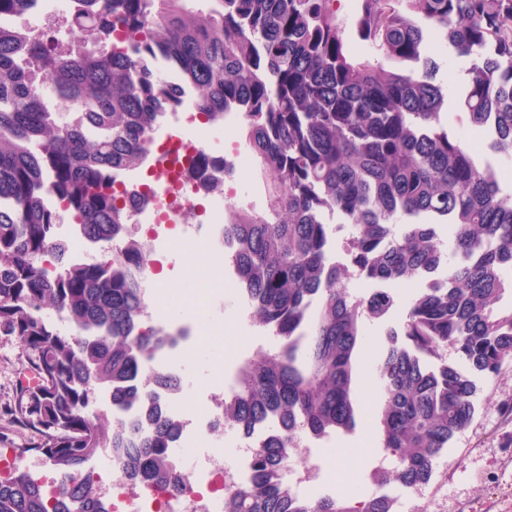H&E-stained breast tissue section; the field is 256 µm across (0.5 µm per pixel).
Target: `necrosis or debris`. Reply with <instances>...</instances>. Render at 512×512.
<instances>
[{
	"label": "necrosis or debris",
	"mask_w": 512,
	"mask_h": 512,
	"mask_svg": "<svg viewBox=\"0 0 512 512\" xmlns=\"http://www.w3.org/2000/svg\"><path fill=\"white\" fill-rule=\"evenodd\" d=\"M73 5L74 0H32L24 16L0 13V30L30 31L38 37L45 52L56 53L62 41L59 26L68 19ZM166 84L180 93L182 107L163 112L150 131L151 144L142 162V178L130 179L116 171L112 174V187L121 196L128 224L148 229L147 260L132 270L147 300L142 320L171 337L170 342L154 351L144 369L150 374L163 372L181 378L178 389H150L165 413L180 426V434L170 448L176 482L164 487L132 482L116 457L103 454L94 461L92 469L107 512H222L225 494L233 486L249 481L256 448L273 436L279 423L277 417L271 416L247 433L225 424L224 402L233 393L231 374L235 363L224 360L222 353H205L207 360L221 364L225 372L210 395L199 393L196 384L182 376L186 358L202 351L200 336L220 335L225 322L239 321L238 312H226V300L240 302L248 298L232 254L223 242L224 211L247 191L250 174L237 144L227 134L229 125L242 122V115L234 114L213 123L200 121L192 92L181 76L169 75ZM214 148L223 149L224 164L210 170L209 176L219 189L209 192L191 178L190 172L200 155ZM158 158L164 160V168L155 167ZM45 204L60 215L62 225L70 227L69 250L73 258L82 262L120 260L122 243H114L108 251L73 230V219L56 193L46 192ZM187 209L196 212L197 223L183 222L182 213ZM159 240L169 247L177 244L217 259L211 268L216 286L210 291L208 303L185 307L180 319L174 322L162 318L150 302L159 291L156 275L161 261L155 247ZM335 446V439L298 433L282 464L289 489L306 493L312 475L327 468L328 451Z\"/></svg>",
	"instance_id": "4bbe7bcc"
}]
</instances>
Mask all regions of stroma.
Instances as JSON below:
<instances>
[{
	"instance_id": "stroma-1",
	"label": "stroma",
	"mask_w": 512,
	"mask_h": 512,
	"mask_svg": "<svg viewBox=\"0 0 512 512\" xmlns=\"http://www.w3.org/2000/svg\"><path fill=\"white\" fill-rule=\"evenodd\" d=\"M429 42L439 65L435 79L449 89L448 109L459 111L468 60L457 55L438 32H430ZM420 287L417 281L397 286L400 303L387 326L366 325L354 375L362 414L354 431L341 438L353 452L331 463L328 473L314 476L312 494H324L330 480L343 484L346 468L359 466L363 457L380 455V448L365 440L378 428L379 398L371 391L373 365L382 351L386 328L402 327L405 303L411 291ZM22 370L18 341L0 336V410L11 401ZM413 494L424 502L426 512H512V362L505 363L494 379L479 381L471 425L442 454L430 483L414 488Z\"/></svg>"
}]
</instances>
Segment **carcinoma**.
Masks as SVG:
<instances>
[{"instance_id":"obj_1","label":"carcinoma","mask_w":512,"mask_h":512,"mask_svg":"<svg viewBox=\"0 0 512 512\" xmlns=\"http://www.w3.org/2000/svg\"><path fill=\"white\" fill-rule=\"evenodd\" d=\"M81 34L62 55L0 32V336L19 340L21 381L3 410L33 435L14 448L53 460L59 496L22 467L0 479V512H106L85 465L112 451L125 472L173 480L179 433L141 381L164 342L141 324L144 301L129 267L143 260L108 183L140 165L160 111L178 104L148 61L180 68L200 110L244 116L247 146L266 180V209L227 208L224 238L251 302V320L281 341L236 371L224 422L244 431L271 415L279 432L255 453L253 480L224 497V512H395L385 492L427 483L435 462L473 421L476 379L512 361V199L472 143L512 157V0H75ZM128 47L104 45L110 28ZM439 30L470 59L460 98L462 133L441 121L447 91L434 82L426 32ZM367 44L357 55L351 39ZM81 108L64 124L47 92ZM53 191L83 219L85 238L112 247L127 236L125 268L77 262ZM448 226L443 236L441 226ZM346 234L347 263L332 257ZM359 280L366 293L348 291ZM423 281L401 331H386L374 370L381 389L379 447L396 460L369 495H292L281 464L301 430L353 431L360 417L356 357L366 321L383 322L390 284ZM53 311L73 324L64 334ZM454 349L460 363L439 350ZM112 404L141 405L146 434L90 415L99 389Z\"/></svg>"}]
</instances>
